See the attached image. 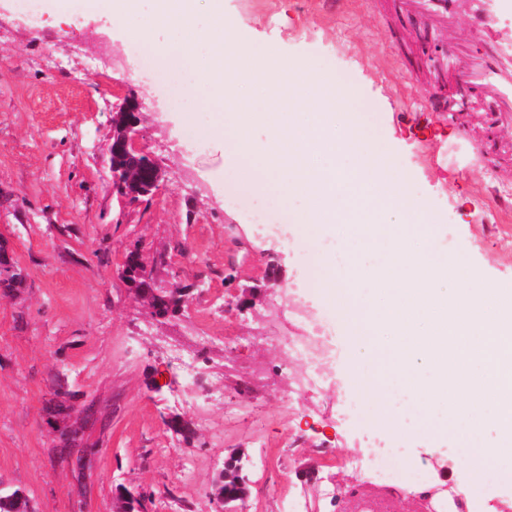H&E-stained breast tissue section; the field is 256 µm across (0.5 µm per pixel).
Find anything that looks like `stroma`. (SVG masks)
Returning <instances> with one entry per match:
<instances>
[{"instance_id":"35a3bbf8","label":"stroma","mask_w":512,"mask_h":512,"mask_svg":"<svg viewBox=\"0 0 512 512\" xmlns=\"http://www.w3.org/2000/svg\"><path fill=\"white\" fill-rule=\"evenodd\" d=\"M30 18L0 0V244L24 280L0 293V484L21 489L31 512H117L118 488L142 512H215L214 480L231 450L249 458L246 512H337L339 490L381 512H448L469 479L451 455L413 435L396 440L405 482L387 485L364 462V437H390L373 403L358 415L348 346L313 278L311 243L267 234L226 207L220 151L178 128L134 60L108 58L100 20H58L54 0ZM381 0H224L240 38L289 59L314 60L352 89L380 129L392 161L424 202L448 253L473 284L512 282V181L480 152L481 131L459 118H422L402 57L433 80L440 44L397 25ZM142 99L140 147L165 170L146 201L112 191L107 148L113 110ZM152 273L149 290L126 277L129 252ZM190 286L178 318L153 315L149 295ZM328 322L336 345L332 382L301 396L283 380L301 363L254 341L271 298ZM232 341L221 344L222 336ZM261 370L255 399L242 378ZM67 384L66 417H50V386ZM161 388H154V381ZM181 417L182 437L166 421ZM82 430L85 451L60 453V432Z\"/></svg>"}]
</instances>
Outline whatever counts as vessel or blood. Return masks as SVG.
I'll list each match as a JSON object with an SVG mask.
<instances>
[{"instance_id":"obj_1","label":"vessel or blood","mask_w":512,"mask_h":512,"mask_svg":"<svg viewBox=\"0 0 512 512\" xmlns=\"http://www.w3.org/2000/svg\"><path fill=\"white\" fill-rule=\"evenodd\" d=\"M465 4L480 55L443 59L439 88L427 109H483L487 123L512 119V0H391L392 8L419 23L422 31L456 40L458 4Z\"/></svg>"}]
</instances>
